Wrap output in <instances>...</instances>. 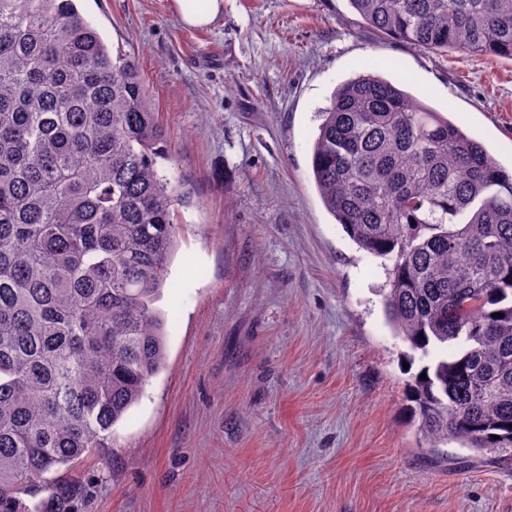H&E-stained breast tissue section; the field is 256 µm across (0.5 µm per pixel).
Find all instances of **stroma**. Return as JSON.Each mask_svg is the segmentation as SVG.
Listing matches in <instances>:
<instances>
[{
    "label": "stroma",
    "mask_w": 512,
    "mask_h": 512,
    "mask_svg": "<svg viewBox=\"0 0 512 512\" xmlns=\"http://www.w3.org/2000/svg\"><path fill=\"white\" fill-rule=\"evenodd\" d=\"M134 58L194 193L157 309L165 361L71 478L74 512H512V448L437 460L410 414L387 275L325 208L312 147L336 88L405 83L512 170V60L380 34L348 0H79ZM182 22L190 28L210 26L224 13V0H173Z\"/></svg>",
    "instance_id": "stroma-1"
}]
</instances>
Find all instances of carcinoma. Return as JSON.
Segmentation results:
<instances>
[{
    "mask_svg": "<svg viewBox=\"0 0 512 512\" xmlns=\"http://www.w3.org/2000/svg\"><path fill=\"white\" fill-rule=\"evenodd\" d=\"M349 4L410 47L512 59V0ZM322 116L313 178L390 262L395 335L457 346L410 385L429 451L511 448L512 173L375 70ZM165 140L137 64L75 0H0V512H70L73 489L36 500L47 475L103 447L164 364L155 302L191 195L158 166Z\"/></svg>",
    "mask_w": 512,
    "mask_h": 512,
    "instance_id": "obj_1",
    "label": "carcinoma"
}]
</instances>
